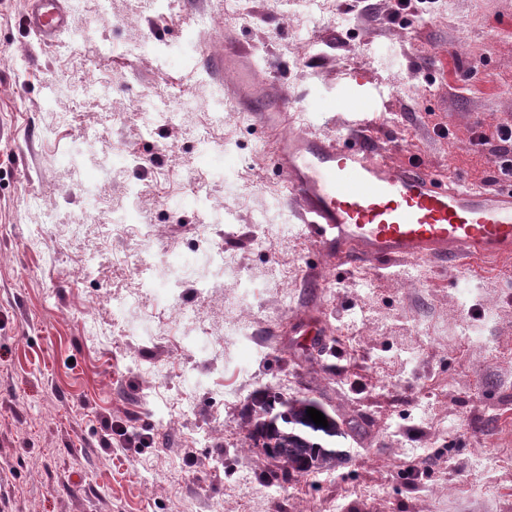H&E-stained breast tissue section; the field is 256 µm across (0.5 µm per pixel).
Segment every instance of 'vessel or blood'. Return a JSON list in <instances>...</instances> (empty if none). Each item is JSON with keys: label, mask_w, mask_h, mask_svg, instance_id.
<instances>
[{"label": "vessel or blood", "mask_w": 512, "mask_h": 512, "mask_svg": "<svg viewBox=\"0 0 512 512\" xmlns=\"http://www.w3.org/2000/svg\"><path fill=\"white\" fill-rule=\"evenodd\" d=\"M26 23L44 42L68 26L65 0H30ZM231 82L234 104L258 126L276 131L274 158L314 246L344 263L512 256V185L489 189L448 185L408 160L392 166L362 136L341 145L312 130L287 131L284 104L261 108L268 94L252 54L232 37L209 60Z\"/></svg>", "instance_id": "1"}]
</instances>
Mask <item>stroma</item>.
<instances>
[{
	"label": "stroma",
	"mask_w": 512,
	"mask_h": 512,
	"mask_svg": "<svg viewBox=\"0 0 512 512\" xmlns=\"http://www.w3.org/2000/svg\"><path fill=\"white\" fill-rule=\"evenodd\" d=\"M320 5L86 0L45 44L28 0H0V512H512V467L474 468L512 455V258L334 262L286 202L271 133L199 64L232 35L278 62L273 87L323 137L364 123L392 164L481 188L472 131L512 122V0ZM144 99L159 114L146 135ZM94 183L153 226L133 316L109 299L130 293L140 255L104 249ZM261 221L288 241L257 242ZM218 248L258 276L230 345L234 283L199 293L165 274L206 272ZM462 319L473 341L455 336ZM407 341L413 362L393 360ZM267 388L323 404L342 463L274 479L243 423Z\"/></svg>",
	"instance_id": "35a3bbf8"
}]
</instances>
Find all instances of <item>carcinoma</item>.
I'll return each mask as SVG.
<instances>
[{
	"label": "carcinoma",
	"instance_id": "obj_1",
	"mask_svg": "<svg viewBox=\"0 0 512 512\" xmlns=\"http://www.w3.org/2000/svg\"><path fill=\"white\" fill-rule=\"evenodd\" d=\"M313 407L328 421L322 427L309 420L307 409ZM246 439L253 447L267 448L265 456L275 467L274 475L284 480L321 470L339 461L335 451L326 449L316 434H338L336 419L317 401L297 398L283 401L279 395L264 391L256 395L245 416Z\"/></svg>",
	"mask_w": 512,
	"mask_h": 512
}]
</instances>
